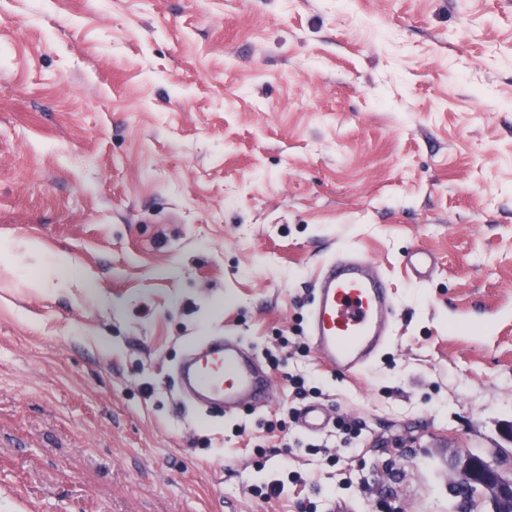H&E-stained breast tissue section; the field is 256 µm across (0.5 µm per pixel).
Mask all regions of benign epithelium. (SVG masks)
Masks as SVG:
<instances>
[{
    "mask_svg": "<svg viewBox=\"0 0 512 512\" xmlns=\"http://www.w3.org/2000/svg\"><path fill=\"white\" fill-rule=\"evenodd\" d=\"M456 463L448 469L451 484L460 487L492 486L496 501H489L490 512H512V472L488 460L469 461V450H455Z\"/></svg>",
    "mask_w": 512,
    "mask_h": 512,
    "instance_id": "1",
    "label": "benign epithelium"
}]
</instances>
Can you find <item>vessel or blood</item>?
I'll list each match as a JSON object with an SVG mask.
<instances>
[{"label":"vessel or blood","instance_id":"obj_1","mask_svg":"<svg viewBox=\"0 0 512 512\" xmlns=\"http://www.w3.org/2000/svg\"><path fill=\"white\" fill-rule=\"evenodd\" d=\"M367 260L344 255L323 263L314 281L304 335L320 361L332 371L353 375L364 370L387 345V326L395 299L387 281L370 271ZM179 385L197 406L237 413L241 398L269 406L273 400L268 371L247 354L240 338L210 335L189 344L177 365ZM301 430L315 434L330 423L317 403L301 407Z\"/></svg>","mask_w":512,"mask_h":512}]
</instances>
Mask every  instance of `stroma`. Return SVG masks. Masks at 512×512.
<instances>
[{
    "label": "stroma",
    "mask_w": 512,
    "mask_h": 512,
    "mask_svg": "<svg viewBox=\"0 0 512 512\" xmlns=\"http://www.w3.org/2000/svg\"><path fill=\"white\" fill-rule=\"evenodd\" d=\"M352 251L397 316L347 377L300 345ZM213 333L280 359L270 407L184 401ZM510 420L512 0H0V512H448ZM327 409L317 403H308L297 412L296 421L301 430L307 434H316L330 423Z\"/></svg>",
    "instance_id": "35a3bbf8"
}]
</instances>
